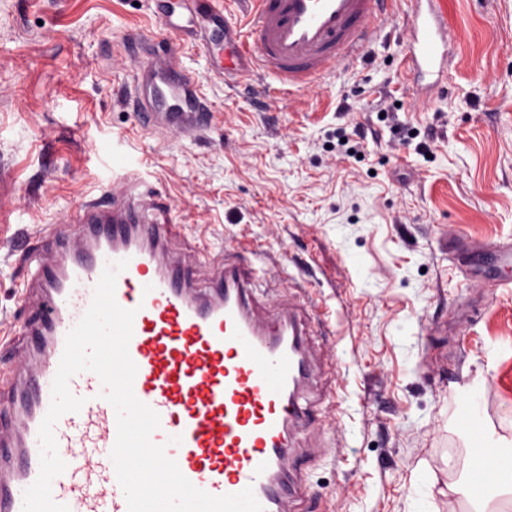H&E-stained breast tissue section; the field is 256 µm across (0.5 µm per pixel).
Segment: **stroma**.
I'll use <instances>...</instances> for the list:
<instances>
[{
    "mask_svg": "<svg viewBox=\"0 0 512 512\" xmlns=\"http://www.w3.org/2000/svg\"><path fill=\"white\" fill-rule=\"evenodd\" d=\"M444 6L454 41L430 101L405 66V0L365 60L302 91L268 70L244 91L208 73L232 45L183 44L213 115L192 140L143 130L120 97L125 40L159 28L149 0H0V375L16 366L28 253L81 201L150 191L197 287L217 273L208 250L250 241L237 262L261 270V314L291 306L307 324L320 368L293 434V512H407L422 470L436 512H467L453 492L467 472L448 457L475 448L453 414L477 391L480 425L512 437L498 397L512 288L471 278L448 243H512V0ZM357 126L355 159L336 143Z\"/></svg>",
    "mask_w": 512,
    "mask_h": 512,
    "instance_id": "obj_1",
    "label": "stroma"
}]
</instances>
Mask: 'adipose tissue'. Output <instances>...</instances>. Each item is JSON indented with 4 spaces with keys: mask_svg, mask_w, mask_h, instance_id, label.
<instances>
[{
    "mask_svg": "<svg viewBox=\"0 0 512 512\" xmlns=\"http://www.w3.org/2000/svg\"><path fill=\"white\" fill-rule=\"evenodd\" d=\"M477 408V397L471 393L462 396L455 409L456 419L469 429L479 448L460 493L471 512H488L493 499L512 498V443L475 426Z\"/></svg>",
    "mask_w": 512,
    "mask_h": 512,
    "instance_id": "ef3b65f1",
    "label": "adipose tissue"
}]
</instances>
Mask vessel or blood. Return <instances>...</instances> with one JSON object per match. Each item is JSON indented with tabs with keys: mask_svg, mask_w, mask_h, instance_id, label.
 <instances>
[{
	"mask_svg": "<svg viewBox=\"0 0 512 512\" xmlns=\"http://www.w3.org/2000/svg\"><path fill=\"white\" fill-rule=\"evenodd\" d=\"M153 2L161 31L129 37L125 48L134 114L144 130L199 139L209 108L199 76L179 62L180 41L204 48L211 30H222L236 48V81L268 69L282 83L311 87L337 66L364 59L394 0H252L247 29L227 22L220 0H187L182 14L166 0ZM427 2L426 12L407 15L406 65L427 77L431 92L448 62L451 34L440 0ZM178 233L172 219L147 218L134 200L96 198L82 201L74 224L43 243L54 258L32 261L31 315L14 345L19 367L0 381V512H22L24 492L40 471L39 428L65 338L87 311L105 267L121 259L128 265L117 277L115 300L135 312L128 346L137 366L133 391L160 418L152 442L198 489L220 496L249 488L264 512H291L301 480L288 458L313 378L306 332L289 312L260 317L254 276L235 263L225 262L209 290L194 288L190 268L168 256ZM466 259L476 270L490 261L512 266V247L488 255L475 245ZM69 388L85 403L54 426L66 469L52 482L53 498L70 512H128L111 460L117 424L105 387L84 371Z\"/></svg>",
	"mask_w": 512,
	"mask_h": 512,
	"instance_id": "1",
	"label": "vessel or blood"
}]
</instances>
